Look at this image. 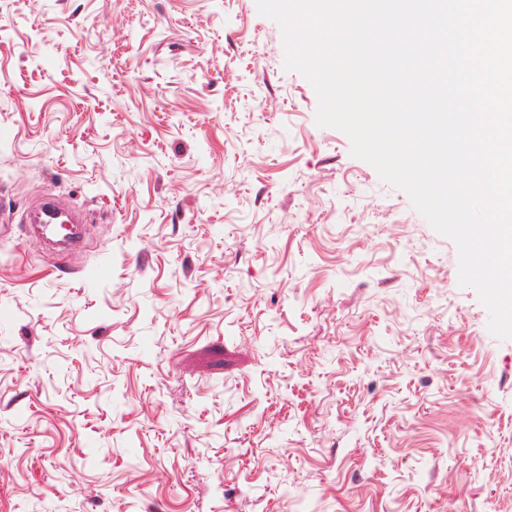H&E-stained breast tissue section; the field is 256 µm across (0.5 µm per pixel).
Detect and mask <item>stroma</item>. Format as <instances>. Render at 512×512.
<instances>
[{
  "label": "stroma",
  "mask_w": 512,
  "mask_h": 512,
  "mask_svg": "<svg viewBox=\"0 0 512 512\" xmlns=\"http://www.w3.org/2000/svg\"><path fill=\"white\" fill-rule=\"evenodd\" d=\"M255 0H0V512H512V339L318 126ZM62 217L67 220L64 223H80V217L65 208L57 198L40 196L31 207L22 213L19 224H41L40 226L49 233L53 230L52 224H57Z\"/></svg>",
  "instance_id": "1"
}]
</instances>
